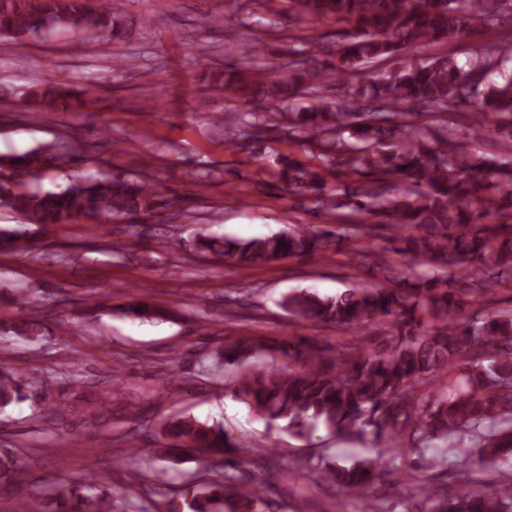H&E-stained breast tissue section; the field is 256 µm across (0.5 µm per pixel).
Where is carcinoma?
<instances>
[{"mask_svg":"<svg viewBox=\"0 0 512 512\" xmlns=\"http://www.w3.org/2000/svg\"><path fill=\"white\" fill-rule=\"evenodd\" d=\"M297 19L346 25L340 42L316 35H288L282 46L288 73L264 61L267 41L254 37V62L243 70L231 61L209 71L207 82L242 105L224 118L225 143L246 148L259 137L299 142L342 174L326 185L323 164L279 158L281 190L314 199L324 225L301 224L248 240L199 233L193 252L229 268L271 267L288 257L336 252L349 246L359 258L362 231L383 243L394 259L373 267L374 285L350 286L321 298L288 294L282 307L305 327L334 324L355 335L374 329L367 343L344 348L315 336H295L275 347L233 340L216 350L210 367L222 369L224 392L284 429L305 438L319 424L348 438L370 435L378 450L351 466L325 463L319 480L347 493L371 496L374 483L396 469V452L414 457L423 471L401 490L416 512H512L510 476L496 469L512 458V309L476 308L488 286L512 281V77L480 89L512 34L483 45L466 64L452 54L428 64L410 53L494 32L512 0H285ZM93 33L103 44L118 37L120 17L85 0H0V38L21 40L53 29ZM397 66L370 80L371 64ZM330 79L346 95L312 109L294 101ZM92 84L34 87L27 102L56 110L61 101L89 107ZM470 108L468 131L494 138L499 155L468 151L448 130L422 120ZM76 144L47 145L0 160V206L32 224H69L78 218L103 223L154 215L166 207L157 184L143 170L133 177L77 179L57 192L29 191L18 176L65 163ZM25 231L0 225V254L22 248ZM138 320L160 319L164 306L135 299L124 307ZM10 332L37 339L42 328L17 320ZM23 376L0 370V407L22 399ZM161 436L173 448L210 465L227 448H243L219 425L182 415L164 422ZM464 452L471 465L491 472L476 487L473 470L451 473V494L431 493V473L448 472L447 458L426 456L430 442ZM263 489L225 474L185 492L188 512H262ZM112 495L94 479L60 482L33 512H114Z\"/></svg>","mask_w":512,"mask_h":512,"instance_id":"carcinoma-1","label":"carcinoma"}]
</instances>
